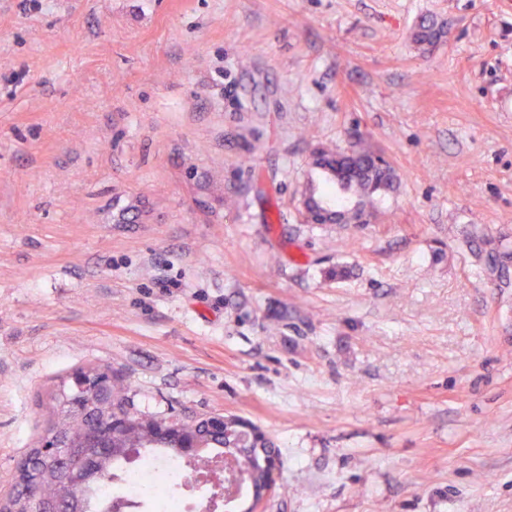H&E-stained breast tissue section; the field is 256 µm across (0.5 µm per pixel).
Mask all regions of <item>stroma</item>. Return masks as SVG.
I'll return each instance as SVG.
<instances>
[{"instance_id": "stroma-1", "label": "stroma", "mask_w": 512, "mask_h": 512, "mask_svg": "<svg viewBox=\"0 0 512 512\" xmlns=\"http://www.w3.org/2000/svg\"><path fill=\"white\" fill-rule=\"evenodd\" d=\"M360 139L395 190L305 223L313 149ZM475 234L512 243V0H0V492L94 364L266 433L259 512H512ZM444 35L443 28L436 24L432 19H423L416 27L413 33V42L425 50L435 45Z\"/></svg>"}]
</instances>
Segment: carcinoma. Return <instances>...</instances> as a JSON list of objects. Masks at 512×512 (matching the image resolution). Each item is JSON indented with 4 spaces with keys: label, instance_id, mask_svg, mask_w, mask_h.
Returning <instances> with one entry per match:
<instances>
[{
    "label": "carcinoma",
    "instance_id": "carcinoma-1",
    "mask_svg": "<svg viewBox=\"0 0 512 512\" xmlns=\"http://www.w3.org/2000/svg\"><path fill=\"white\" fill-rule=\"evenodd\" d=\"M444 35L443 28L432 19L422 20L413 33V42L426 49L439 42ZM316 157L325 161L328 169L324 174L336 184L339 196L336 205L321 202L327 208H336L344 213V223L359 221L356 212L349 211L346 198L352 194L364 206H372V197L394 188L397 175L391 165H379L376 153L364 145H354L348 149L318 147ZM488 267L502 275L509 271L512 262V249L508 245L493 240L481 239ZM111 401L107 405L88 400L84 393L75 389L67 380H61L49 392V413L45 421L44 434L55 436L62 442L74 444L72 448H59L56 453L45 456L38 449L26 452L25 470L17 482L18 489L13 505L16 512H41L52 505L57 512H68L70 489L65 478L84 483L82 494L92 492L95 483L114 475V470L122 464L146 453L182 459L180 450L183 443H195L200 451L195 460L200 468L209 464V457L217 454L222 457L224 470L229 471L245 464V459L236 454L224 456L227 448H245L251 455L252 472L249 482L241 486L240 494L264 484L270 474L265 463L279 459L280 450L257 426L237 416H224V431L206 428L194 429L183 426L172 440L155 439V427L165 419L143 414L134 410L125 394V387L116 378L110 384ZM122 416L125 420L120 435L112 438L105 435L102 423L107 414ZM94 437L100 441L112 439V451L102 456L96 468L87 467L90 456L97 454L94 443H85L83 438Z\"/></svg>",
    "mask_w": 512,
    "mask_h": 512
}]
</instances>
